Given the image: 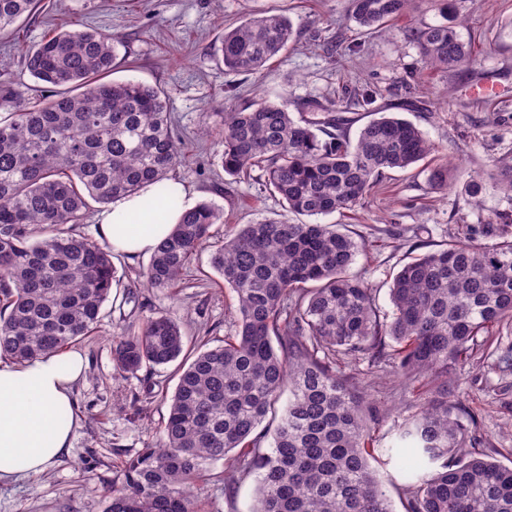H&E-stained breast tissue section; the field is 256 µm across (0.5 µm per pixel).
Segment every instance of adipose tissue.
<instances>
[{
  "label": "adipose tissue",
  "instance_id": "adipose-tissue-1",
  "mask_svg": "<svg viewBox=\"0 0 512 512\" xmlns=\"http://www.w3.org/2000/svg\"><path fill=\"white\" fill-rule=\"evenodd\" d=\"M181 183L168 195L146 185L113 199L98 216L100 239L123 254H150L178 223L186 208ZM86 370L78 350L48 352L23 363L0 360V482L46 471L72 446V390Z\"/></svg>",
  "mask_w": 512,
  "mask_h": 512
}]
</instances>
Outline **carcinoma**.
I'll return each mask as SVG.
<instances>
[{"instance_id": "obj_1", "label": "carcinoma", "mask_w": 512, "mask_h": 512, "mask_svg": "<svg viewBox=\"0 0 512 512\" xmlns=\"http://www.w3.org/2000/svg\"><path fill=\"white\" fill-rule=\"evenodd\" d=\"M412 0H347L365 31L401 17ZM445 21L411 32L427 66L451 70L473 60L471 44ZM40 0H0V33ZM296 40L279 13L253 15L224 30V67L252 74ZM117 38L97 30L54 34L25 52L26 69L54 88L35 100L0 82V358L32 360L96 332L120 277L112 252L75 233L91 203L108 205L145 184L166 192L182 155L167 98L139 82L105 80ZM307 118L288 102L243 101L211 126L224 173L255 169L298 216L354 209L379 178L434 155L412 122L393 114L369 121L356 140L339 110L309 99ZM438 157L430 181L448 185ZM223 223L210 203L184 211L139 277L169 288ZM470 242L448 241L402 266L380 316L373 288L350 273L361 243L337 224L263 219L224 237L210 264L235 293L234 332L195 349L169 314L148 316L116 341L117 372L134 375L177 363L158 445L125 460L105 512H200L209 465L225 478L255 472L253 512H394L377 471L368 410L336 372V356L391 360L410 386L414 413L388 454L438 469L408 485L405 512H512V467L472 452L473 416L448 396V382L512 328V224L466 225ZM289 392L269 453L256 430Z\"/></svg>"}]
</instances>
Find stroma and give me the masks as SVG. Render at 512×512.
<instances>
[{
  "label": "stroma",
  "instance_id": "obj_1",
  "mask_svg": "<svg viewBox=\"0 0 512 512\" xmlns=\"http://www.w3.org/2000/svg\"><path fill=\"white\" fill-rule=\"evenodd\" d=\"M35 16L19 20L0 35V78L8 77L29 96L38 97L44 83L23 66L27 49L48 36L73 29H93L118 38L109 78L136 81L164 91L187 145L174 172L193 202L207 201L224 212L214 225L211 246L238 225L265 218H286L282 200L265 184L260 171L229 182L220 148L203 137L204 114L224 112L234 104L263 94L284 99L299 113L311 98L329 101L352 119L357 135L372 115L352 106L355 90L375 92L377 106H398L405 94L422 109H400L440 153L451 155L448 184L429 180L431 161L388 172L354 210L324 216L340 224L366 250L351 266L376 293L381 314L392 311V279L410 257L442 248L459 237L467 224H484L501 214L512 215V196L487 181L480 201L463 191L471 172H490L512 165V0H457L476 62L452 71L426 66L410 30L439 22L430 0H413L409 11L387 27L359 35L349 21L345 0H43ZM265 12L288 16L298 33L281 57L255 74L226 71L219 47L225 29L243 18ZM360 42L355 55L337 53L336 42ZM209 248L192 259L181 280L168 289L147 288L138 273L149 256L114 255L123 280L103 306L96 333L77 342L87 361L85 378L73 393L77 428L67 454L38 476L0 484V512H104L105 489L118 481L124 461L138 450L159 443L166 398L178 382L175 366L115 375L112 347L116 338L138 330L144 318L171 314L192 345L223 344L233 331L234 298L209 265ZM338 367L376 417L380 447H389L395 431L412 412V394L390 367L354 357ZM456 397L472 410L477 446L493 460L512 467V373L498 370L486 351L456 376ZM376 467L395 512H405L401 489L416 471L411 459L378 458ZM213 477L201 490L204 512H251L257 496L255 474L235 476L233 494L224 492V464L212 465Z\"/></svg>",
  "mask_w": 512,
  "mask_h": 512
}]
</instances>
